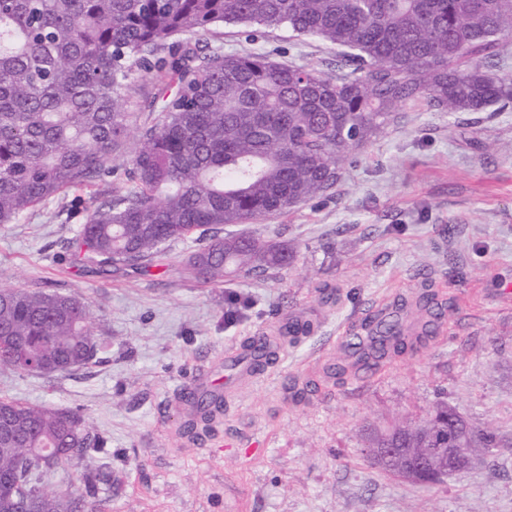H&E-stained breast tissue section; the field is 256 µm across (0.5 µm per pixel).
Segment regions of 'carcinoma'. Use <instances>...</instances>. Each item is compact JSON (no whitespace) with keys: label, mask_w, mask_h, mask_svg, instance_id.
I'll return each instance as SVG.
<instances>
[{"label":"carcinoma","mask_w":512,"mask_h":512,"mask_svg":"<svg viewBox=\"0 0 512 512\" xmlns=\"http://www.w3.org/2000/svg\"><path fill=\"white\" fill-rule=\"evenodd\" d=\"M288 27L352 50L336 74L266 55L212 54L196 40L215 26ZM512 37V0H0V224L111 173L136 139L124 186L97 205L68 242V260L101 277L160 262L173 242L205 245L191 274L265 276L294 254L257 235L221 236L327 195L354 152L402 105L447 112L512 101V78L494 57ZM175 91L147 101L137 135L128 111L135 70ZM90 306L60 292L0 289V371L23 373L12 344L51 365L82 368L103 338ZM400 341L398 323L348 356L365 362ZM211 417L220 401L189 396ZM12 414L0 440V512H103L84 497L46 489L57 466L104 441L77 410L0 398ZM461 424L439 402L419 419L373 435L378 447L421 454L435 432Z\"/></svg>","instance_id":"carcinoma-1"}]
</instances>
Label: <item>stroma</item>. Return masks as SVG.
I'll return each instance as SVG.
<instances>
[{
    "label": "stroma",
    "mask_w": 512,
    "mask_h": 512,
    "mask_svg": "<svg viewBox=\"0 0 512 512\" xmlns=\"http://www.w3.org/2000/svg\"><path fill=\"white\" fill-rule=\"evenodd\" d=\"M205 39L325 73L339 53L286 27L250 42L224 26ZM126 159L98 185L0 224V288L78 294L106 339L72 373L0 372V396L80 410L106 439L62 464L52 489L84 495L86 474L101 469L105 512H512L511 102L404 105L330 195L241 225L296 254L265 279L196 280L192 240L146 274L72 268L66 242L92 199L123 186ZM394 319L413 349L335 374L352 336ZM291 322L310 330L286 335ZM258 334L276 349L266 377L225 386V363ZM210 390L222 392L223 414L197 439L182 436L185 392ZM439 401L496 433L493 456L432 487L364 462L363 429Z\"/></svg>",
    "instance_id": "stroma-1"
}]
</instances>
